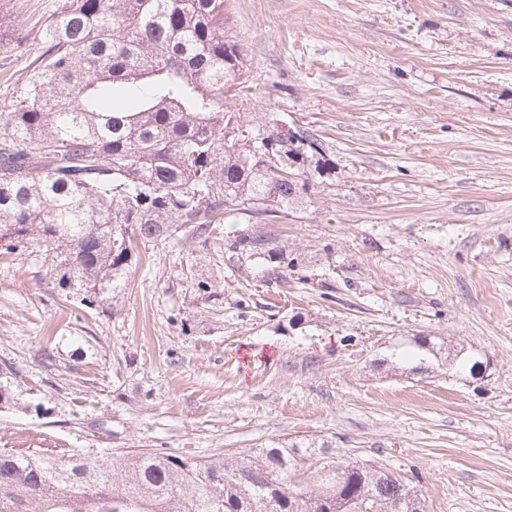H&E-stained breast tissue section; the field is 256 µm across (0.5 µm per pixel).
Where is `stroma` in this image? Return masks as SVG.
Listing matches in <instances>:
<instances>
[{
  "label": "stroma",
  "mask_w": 512,
  "mask_h": 512,
  "mask_svg": "<svg viewBox=\"0 0 512 512\" xmlns=\"http://www.w3.org/2000/svg\"><path fill=\"white\" fill-rule=\"evenodd\" d=\"M62 3L0 0V105ZM224 17L248 78L225 111L308 129L330 173L287 217L139 245L90 307L48 246L0 248V448L204 461L307 439L417 481L426 512H512V0ZM260 231L284 281L225 245ZM447 342L486 372L449 366Z\"/></svg>",
  "instance_id": "stroma-1"
}]
</instances>
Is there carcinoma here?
Segmentation results:
<instances>
[{
  "mask_svg": "<svg viewBox=\"0 0 512 512\" xmlns=\"http://www.w3.org/2000/svg\"><path fill=\"white\" fill-rule=\"evenodd\" d=\"M33 40L42 52L0 110V246H50L62 288H119L135 244L209 235L230 212L286 216L329 170L302 130L282 175L276 120L244 129L224 111L245 68L224 0H65ZM399 481L303 439L204 462L0 449V512H425Z\"/></svg>",
  "mask_w": 512,
  "mask_h": 512,
  "instance_id": "carcinoma-1",
  "label": "carcinoma"
}]
</instances>
